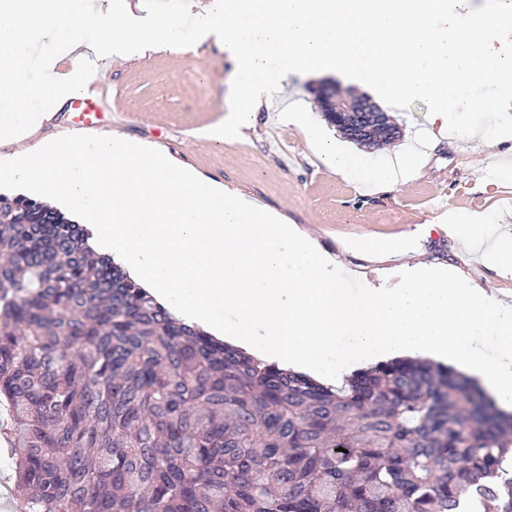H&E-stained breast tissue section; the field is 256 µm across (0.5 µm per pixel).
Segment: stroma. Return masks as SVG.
Returning a JSON list of instances; mask_svg holds the SVG:
<instances>
[{
  "mask_svg": "<svg viewBox=\"0 0 512 512\" xmlns=\"http://www.w3.org/2000/svg\"><path fill=\"white\" fill-rule=\"evenodd\" d=\"M233 70L221 49L205 42L178 56L158 50L115 61L94 77L112 94V135L146 141L173 163L277 212L335 255L345 273L372 278L402 262L396 255L354 249V241H394L426 226L425 260L454 265L474 283L512 295V280L497 281L471 250L440 228L451 211L496 219L512 209V165L503 164L504 149H487L476 140L450 149L432 128L427 105L417 100L390 112L403 129L398 144L366 152L365 158L380 166L396 148H413L422 155L419 168L406 183L364 190L328 167L304 137L307 125L323 126L328 139L339 137L323 125L312 92L319 82L315 76L284 84L240 138L209 141L208 128L225 114Z\"/></svg>",
  "mask_w": 512,
  "mask_h": 512,
  "instance_id": "35a3bbf8",
  "label": "stroma"
}]
</instances>
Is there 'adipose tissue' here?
Masks as SVG:
<instances>
[{
  "instance_id": "adipose-tissue-1",
  "label": "adipose tissue",
  "mask_w": 512,
  "mask_h": 512,
  "mask_svg": "<svg viewBox=\"0 0 512 512\" xmlns=\"http://www.w3.org/2000/svg\"><path fill=\"white\" fill-rule=\"evenodd\" d=\"M305 134L311 144L322 146L323 160L327 165L360 187L369 185L380 189L406 182L420 163L418 154L405 151L397 154L393 164L372 167L360 155L336 145H324L320 128H307ZM448 235L476 247L481 262L500 277L512 278V225L481 218H458L449 225Z\"/></svg>"
}]
</instances>
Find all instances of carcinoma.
<instances>
[{
	"label": "carcinoma",
	"instance_id": "cac0c4a2",
	"mask_svg": "<svg viewBox=\"0 0 512 512\" xmlns=\"http://www.w3.org/2000/svg\"><path fill=\"white\" fill-rule=\"evenodd\" d=\"M89 236L0 194L25 512H512V416L467 378L400 358L324 385L176 319Z\"/></svg>",
	"mask_w": 512,
	"mask_h": 512
}]
</instances>
